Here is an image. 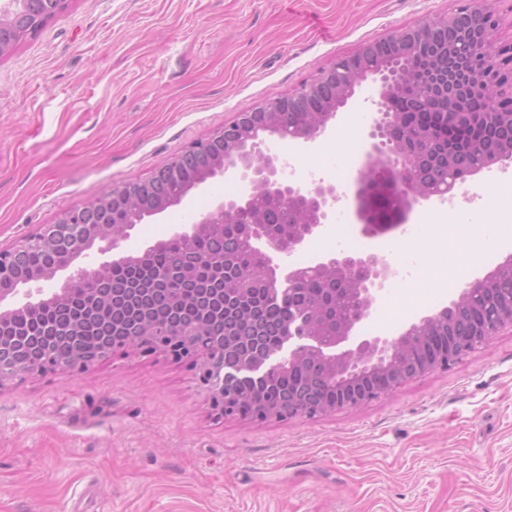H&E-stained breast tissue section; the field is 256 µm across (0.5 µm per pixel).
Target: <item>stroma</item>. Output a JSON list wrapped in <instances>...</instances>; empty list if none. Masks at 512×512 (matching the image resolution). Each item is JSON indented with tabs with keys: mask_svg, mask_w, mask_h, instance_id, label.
I'll return each mask as SVG.
<instances>
[{
	"mask_svg": "<svg viewBox=\"0 0 512 512\" xmlns=\"http://www.w3.org/2000/svg\"><path fill=\"white\" fill-rule=\"evenodd\" d=\"M493 11L512 45V0H74L0 59V246L50 224L107 186L144 179L255 104L393 30L460 6ZM371 82L332 129L296 148L288 179L346 196L293 256L342 251L398 264L405 233L362 235L353 177L373 121ZM229 173L137 225L128 255L236 196ZM438 200L420 201L413 276L387 288L361 326L396 336L446 305L438 283L491 270L512 248L474 261L469 236L437 234ZM356 239L342 240V225ZM512 512V329L445 370L378 400L314 420L256 423L212 414L194 370L130 351L89 373L0 387V512Z\"/></svg>",
	"mask_w": 512,
	"mask_h": 512,
	"instance_id": "obj_1",
	"label": "stroma"
}]
</instances>
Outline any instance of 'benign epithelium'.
<instances>
[{"label": "benign epithelium", "instance_id": "1", "mask_svg": "<svg viewBox=\"0 0 512 512\" xmlns=\"http://www.w3.org/2000/svg\"><path fill=\"white\" fill-rule=\"evenodd\" d=\"M72 0H0V59L9 56L27 38L40 32L52 19L63 14ZM496 15L474 7L447 16L388 33L380 39L359 46L351 54L318 69L294 92L260 103L224 123L206 138L193 142L180 154L170 158L145 179L114 184L98 197L61 213L55 223L44 224L8 248L0 247V280L9 279L14 288L0 293V388L22 377H36L51 371L77 374L117 353L131 348L159 352L175 361L188 359L197 370V378L206 400L219 417H235L264 422L271 419L315 418L337 409L355 408L371 402L404 382L437 369H448L463 354L486 345L500 329L512 328V302L498 309L491 325L477 329L468 340L431 359L409 367L406 361L426 350L422 328L439 326L441 314L465 302L471 289L492 290L505 276L512 277V255L499 263L493 272L467 282L450 303L421 318L396 337L358 334L370 317L371 309L382 297L395 271L383 257L375 254L340 252L323 256L310 268L295 266L290 257L304 248L336 212L344 194L336 186L314 183L303 186L282 177V158L269 151L267 139L276 136L296 145L307 144L326 133L362 82L370 80L377 89L373 100L374 118L368 134L366 161L355 179V210L362 234L373 237L408 223L414 206L421 200L444 198L457 184L495 165L512 164V152L483 157L481 163L463 175L458 174L459 157L474 147L472 131L502 123L512 125V110L476 112V99L497 103L512 102V76L501 71L492 50ZM458 30L460 43L469 49L468 67L457 69L458 50L441 42L442 33ZM436 50L448 56V71H431L424 80L405 63L423 53ZM422 90L436 106L457 116V120L440 129L417 127L418 139L425 144L444 146L443 163L448 181H429L419 175L416 157L422 153L400 134L401 115L417 111L409 91ZM228 172H235L243 184L235 199H218L192 224H181L173 236L203 238L224 232V225L248 219L253 228L252 248L255 266L234 279L232 291L247 295L264 291L288 307L283 349L259 356L251 349V339L218 342L209 323L200 320L166 330L144 319L130 337L112 341L101 348L104 339L96 328L87 326L77 334L57 336V351L35 361H25L16 340L9 335L13 319L21 313L36 314L65 300L73 285L90 277L105 278L112 265L141 263L159 243L136 254L116 260L112 251L131 237V231L145 219L159 215L182 203L186 196ZM177 185L171 196L156 194L157 182ZM392 189L397 194L393 217L383 224L375 216L371 201L374 188ZM282 195L298 202L295 223L283 224L276 234L269 231L268 207L256 204L259 196L276 199ZM39 247L57 253V262L43 275L31 280L23 271L26 252ZM325 271L336 277V294L345 293L354 300V309L336 325L332 333L322 327L323 311L318 304L298 302V286L304 273ZM66 271L63 283L57 274ZM316 363L326 377L336 380L341 391L336 401L326 406L296 402L289 408L252 398L245 403L235 394L243 382H261L272 370L304 368ZM388 376L389 384L371 389L366 379L375 374Z\"/></svg>", "mask_w": 512, "mask_h": 512}]
</instances>
